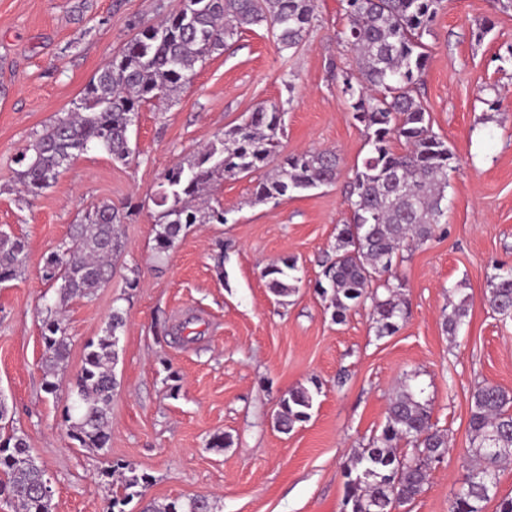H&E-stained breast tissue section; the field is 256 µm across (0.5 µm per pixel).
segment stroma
Masks as SVG:
<instances>
[{
    "mask_svg": "<svg viewBox=\"0 0 512 512\" xmlns=\"http://www.w3.org/2000/svg\"><path fill=\"white\" fill-rule=\"evenodd\" d=\"M180 5L0 0V229L28 242L23 275L0 284V395L47 470L53 512H107L120 465L152 477L146 498L158 505L204 496L214 512H349L346 467L379 434L404 384L423 389L433 422L451 438L406 512H449L468 448L471 391L486 382L512 393V317L485 302L497 268L512 267V8L446 0L425 38L419 94L460 165L450 175L445 234L405 251L396 266L410 314L395 334L379 337L370 302L339 324L316 291L321 263L349 219L348 185L368 151L342 92L343 74L355 70L339 41L347 26L342 0H317L297 49L279 51L267 27H250L196 64L192 82L163 105L143 104L128 162L92 149L37 199L19 193L16 154L73 109L139 23ZM261 106L285 113L280 155L336 151L335 184L257 204L256 176L218 182L210 199L227 223L190 225L169 255L157 256L151 197L165 171ZM104 202L123 209L124 250L105 288L63 304L69 354L51 395L41 331L46 304L58 298L42 278L44 259L78 216ZM288 259L300 282L281 303L262 271ZM462 300L468 315L457 335H447L442 314ZM116 308L126 327L111 439L101 450L83 448L62 422L69 381ZM315 384L309 421L280 431L274 415L282 395ZM216 434L229 445L210 447Z\"/></svg>",
    "mask_w": 512,
    "mask_h": 512,
    "instance_id": "35a3bbf8",
    "label": "stroma"
}]
</instances>
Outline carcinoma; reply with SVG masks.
<instances>
[{
	"instance_id": "obj_1",
	"label": "carcinoma",
	"mask_w": 512,
	"mask_h": 512,
	"mask_svg": "<svg viewBox=\"0 0 512 512\" xmlns=\"http://www.w3.org/2000/svg\"><path fill=\"white\" fill-rule=\"evenodd\" d=\"M348 18L339 40L354 52L357 70L343 78L353 119L361 123L370 150L356 168L346 196L350 220L343 225L333 259L323 261L317 288L329 299L332 318L341 322L351 308L371 301L378 336L396 333L409 311L405 283L393 272V258L410 241L436 235L445 216L448 178L458 159L433 130L430 114L418 95L429 56L423 37L443 8L444 0H343ZM316 0H182L180 9L158 23L140 27L122 53L101 68L85 87L74 110L57 119L14 163L16 180L26 196L39 197L81 153L101 148L112 159L131 155L130 127L142 104L162 102L188 84L195 64L226 45L247 26L266 25L278 49L297 48L306 38ZM283 113L258 108L240 124L190 159L170 167L155 200L161 208L155 251L168 253L191 224H225L222 208L205 204L204 196L219 179H236L267 169L276 154ZM404 142L396 153L392 140ZM335 152L304 151L286 156L259 179L254 202L268 203L295 192L336 181ZM123 213L104 202L71 225L68 241L50 252L45 277L63 304L72 297L90 298L112 280V256L122 249L116 232ZM27 242L0 232V283L15 279L25 266ZM296 261L272 263L263 278L277 297L296 292ZM379 289L367 291L372 282ZM489 308L512 315V268L491 277ZM467 316L466 300L443 314L446 333L455 335ZM125 326L120 310L112 312L105 334L86 345L83 365L71 383L72 403L64 409L67 435L82 448H104L110 441V406L116 386L119 333ZM44 390L56 392L59 371L68 353L66 327L58 307H46L42 324ZM315 392L299 387L286 392L276 415L290 431L308 421ZM411 451L397 454L400 441ZM502 448L495 457L488 448ZM448 434L432 422L429 403L410 388L398 391L387 409L381 434L354 456L345 473V506L350 512H401L420 495L432 466L443 460ZM512 461V394L483 383L470 394L469 448L463 458L460 485L450 512H484L496 497L500 467ZM46 470L30 454L25 435L0 434V497L12 499L19 512H52V496L43 493ZM151 477L128 468L122 475L121 497L108 512L143 498ZM143 512H213L208 498L173 500L163 508L152 504Z\"/></svg>"
}]
</instances>
